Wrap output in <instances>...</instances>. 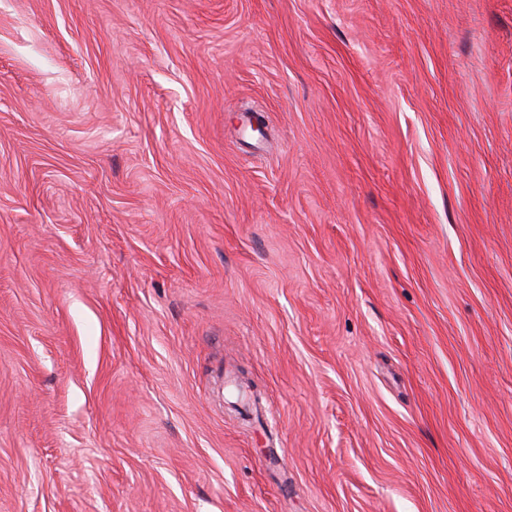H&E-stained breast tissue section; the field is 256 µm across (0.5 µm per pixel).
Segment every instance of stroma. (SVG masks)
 I'll return each instance as SVG.
<instances>
[{"label":"stroma","mask_w":512,"mask_h":512,"mask_svg":"<svg viewBox=\"0 0 512 512\" xmlns=\"http://www.w3.org/2000/svg\"><path fill=\"white\" fill-rule=\"evenodd\" d=\"M0 512H512V0H0Z\"/></svg>","instance_id":"obj_1"}]
</instances>
